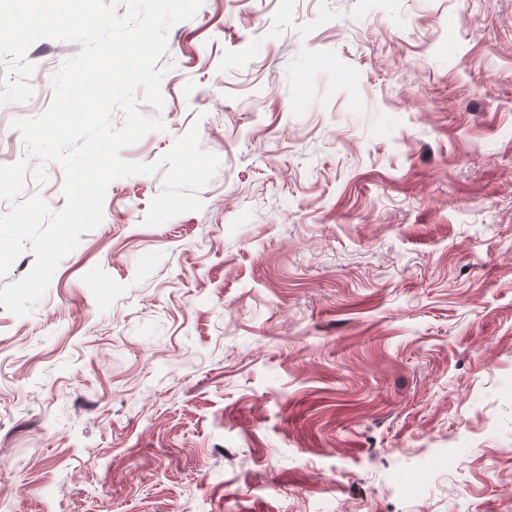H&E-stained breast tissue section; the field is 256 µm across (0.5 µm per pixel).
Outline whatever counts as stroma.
Returning <instances> with one entry per match:
<instances>
[{
  "label": "stroma",
  "instance_id": "obj_1",
  "mask_svg": "<svg viewBox=\"0 0 512 512\" xmlns=\"http://www.w3.org/2000/svg\"><path fill=\"white\" fill-rule=\"evenodd\" d=\"M158 161L192 125L203 207L110 183L38 304L0 307L8 512H512V0H204L168 31ZM81 49L0 103L35 170Z\"/></svg>",
  "mask_w": 512,
  "mask_h": 512
}]
</instances>
